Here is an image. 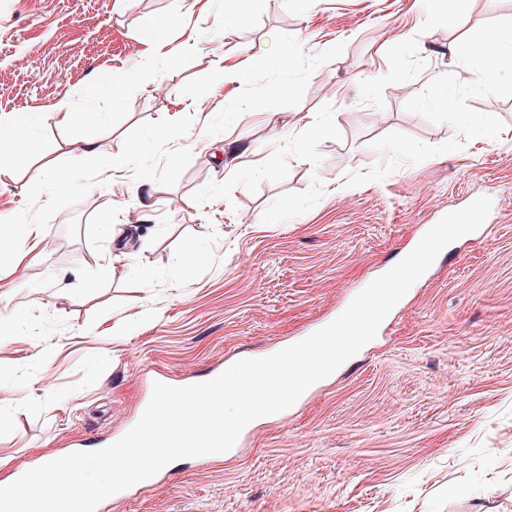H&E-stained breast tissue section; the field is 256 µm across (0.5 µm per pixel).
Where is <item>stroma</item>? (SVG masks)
<instances>
[{
  "mask_svg": "<svg viewBox=\"0 0 512 512\" xmlns=\"http://www.w3.org/2000/svg\"><path fill=\"white\" fill-rule=\"evenodd\" d=\"M508 25L512 0H0V114H47L41 153L0 146V479L121 437L147 371L206 382L301 340L491 195L497 223L451 243L350 362L105 512H512V69L478 81L451 53ZM118 71L100 124L56 125ZM31 224L49 246L18 269ZM127 84V76L124 73L112 75V82L109 85H91L85 90L84 98L88 101L99 104L101 101L112 100V105L117 102Z\"/></svg>",
  "mask_w": 512,
  "mask_h": 512,
  "instance_id": "stroma-1",
  "label": "stroma"
}]
</instances>
